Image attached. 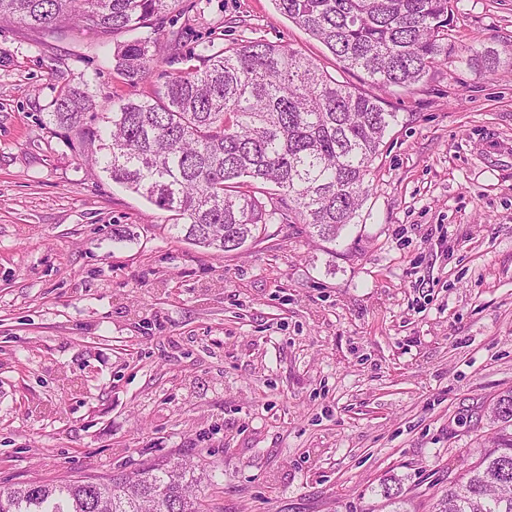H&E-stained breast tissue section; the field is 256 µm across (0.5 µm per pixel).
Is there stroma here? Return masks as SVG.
Segmentation results:
<instances>
[{"instance_id":"stroma-1","label":"stroma","mask_w":512,"mask_h":512,"mask_svg":"<svg viewBox=\"0 0 512 512\" xmlns=\"http://www.w3.org/2000/svg\"><path fill=\"white\" fill-rule=\"evenodd\" d=\"M157 36L180 46L131 85L113 41L0 23V488L175 457L209 474L206 512H389L387 478L435 512L512 388V0H459L448 60L387 95L399 122L334 245L292 214L194 246L45 126L64 85L146 100L218 38L366 85L273 0H179Z\"/></svg>"}]
</instances>
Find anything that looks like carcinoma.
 <instances>
[{
	"label": "carcinoma",
	"instance_id": "1",
	"mask_svg": "<svg viewBox=\"0 0 512 512\" xmlns=\"http://www.w3.org/2000/svg\"><path fill=\"white\" fill-rule=\"evenodd\" d=\"M178 0H0V19L55 33L78 27L115 44L113 69L135 84L164 59L157 21ZM342 72L374 88L410 87L448 60L457 0H274ZM147 100L98 107L88 84L62 88L46 124L106 178L173 213L184 240L231 252L283 219L281 205L327 243L355 223L397 113L311 59L267 41L211 43ZM470 62L492 69L493 52ZM280 202L264 201V186ZM497 446L462 468L437 512H512V390L489 412ZM202 476L181 461L133 476H84L0 489V512H204Z\"/></svg>",
	"mask_w": 512,
	"mask_h": 512
}]
</instances>
